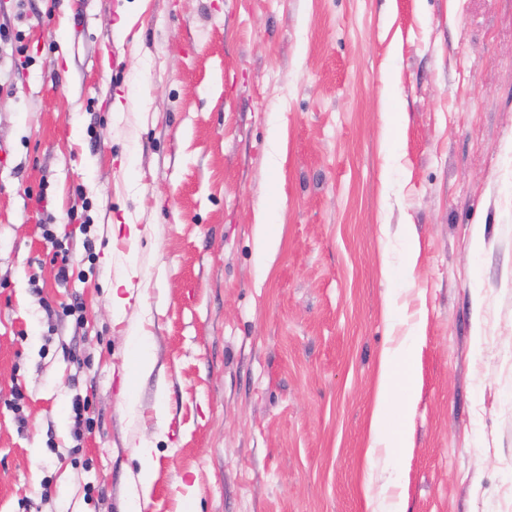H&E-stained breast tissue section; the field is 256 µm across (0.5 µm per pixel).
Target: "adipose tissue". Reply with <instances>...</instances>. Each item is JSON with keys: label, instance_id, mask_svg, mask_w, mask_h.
<instances>
[{"label": "adipose tissue", "instance_id": "obj_1", "mask_svg": "<svg viewBox=\"0 0 512 512\" xmlns=\"http://www.w3.org/2000/svg\"><path fill=\"white\" fill-rule=\"evenodd\" d=\"M413 343V337H404L397 346L385 350L382 355L376 404L372 414L373 437L366 451L367 458H374L382 448L390 449L395 454L405 453L409 448L412 406L407 402L394 405L393 396L407 381L400 370V362L409 353Z\"/></svg>", "mask_w": 512, "mask_h": 512}]
</instances>
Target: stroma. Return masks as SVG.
Returning <instances> with one entry per match:
<instances>
[{"instance_id": "stroma-1", "label": "stroma", "mask_w": 512, "mask_h": 512, "mask_svg": "<svg viewBox=\"0 0 512 512\" xmlns=\"http://www.w3.org/2000/svg\"><path fill=\"white\" fill-rule=\"evenodd\" d=\"M144 442L147 512H512V0H0V512H129ZM413 336H405L400 343L384 351L380 362V375L376 404L372 414L373 437L366 456L372 460L379 448H389L392 454H404L409 445V423L412 406L408 401L400 406L393 404V395L407 382L400 371L402 358L409 353Z\"/></svg>"}]
</instances>
